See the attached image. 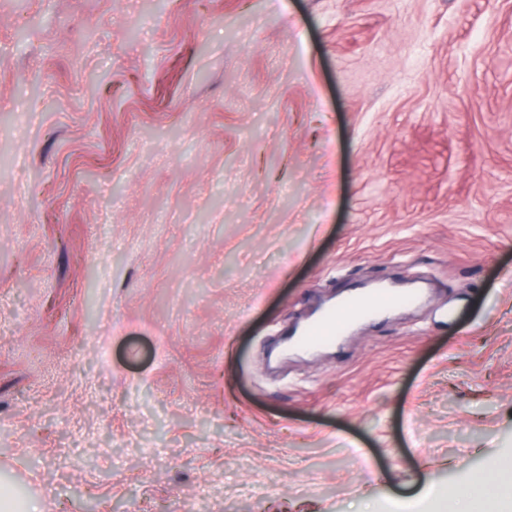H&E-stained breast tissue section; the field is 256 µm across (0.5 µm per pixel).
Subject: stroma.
Returning a JSON list of instances; mask_svg holds the SVG:
<instances>
[{"label": "stroma", "instance_id": "35a3bbf8", "mask_svg": "<svg viewBox=\"0 0 512 512\" xmlns=\"http://www.w3.org/2000/svg\"><path fill=\"white\" fill-rule=\"evenodd\" d=\"M510 455L512 0H0V485L434 512ZM416 300L413 294L395 292L376 293L370 295H352L342 307V311H330L319 322L312 325L304 336L299 339L303 348H314L335 341L351 323L364 318L368 314L378 313L394 306Z\"/></svg>", "mask_w": 512, "mask_h": 512}]
</instances>
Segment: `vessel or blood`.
I'll list each match as a JSON object with an SVG mask.
<instances>
[{
  "label": "vessel or blood",
  "mask_w": 512,
  "mask_h": 512,
  "mask_svg": "<svg viewBox=\"0 0 512 512\" xmlns=\"http://www.w3.org/2000/svg\"><path fill=\"white\" fill-rule=\"evenodd\" d=\"M410 294L386 292L370 295L350 296L341 310L331 311L319 322L312 325L299 344L304 348H314L335 341L351 323L364 318L368 314L377 313L394 306L413 302Z\"/></svg>",
  "instance_id": "1"
}]
</instances>
